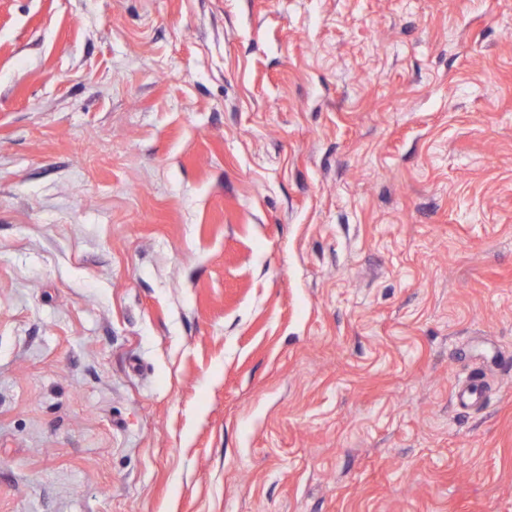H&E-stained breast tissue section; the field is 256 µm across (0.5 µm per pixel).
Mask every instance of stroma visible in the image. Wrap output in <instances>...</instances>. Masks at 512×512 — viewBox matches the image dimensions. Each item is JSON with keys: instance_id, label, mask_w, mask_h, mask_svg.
<instances>
[{"instance_id": "stroma-1", "label": "stroma", "mask_w": 512, "mask_h": 512, "mask_svg": "<svg viewBox=\"0 0 512 512\" xmlns=\"http://www.w3.org/2000/svg\"><path fill=\"white\" fill-rule=\"evenodd\" d=\"M0 512H512V0H0ZM453 397L459 407L469 409L481 405L484 402L485 391L483 386L477 383V377L472 376L456 384Z\"/></svg>"}]
</instances>
